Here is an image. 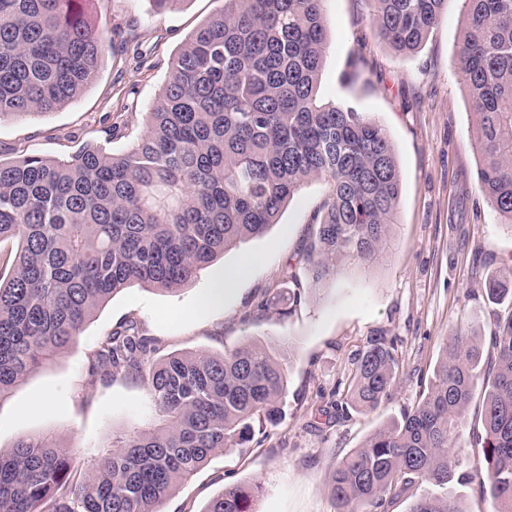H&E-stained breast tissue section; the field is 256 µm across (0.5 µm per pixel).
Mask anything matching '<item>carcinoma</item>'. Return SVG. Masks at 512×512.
I'll return each mask as SVG.
<instances>
[{"instance_id": "obj_1", "label": "carcinoma", "mask_w": 512, "mask_h": 512, "mask_svg": "<svg viewBox=\"0 0 512 512\" xmlns=\"http://www.w3.org/2000/svg\"><path fill=\"white\" fill-rule=\"evenodd\" d=\"M82 0H0V122L56 111L91 84L111 39ZM377 36L417 52L446 0H371ZM455 64L467 88L481 157L480 190L512 224V0H464ZM328 49L324 0H224L190 34L146 113L143 135L115 155L84 147L67 160L0 159V398L81 335L111 297L137 283L173 291L205 265L264 233L308 182L327 184L311 280L350 259L387 253L402 179L387 129L318 96ZM512 303V268L485 280ZM346 407L375 410L395 387L397 339L372 336L354 358ZM117 377L150 387L153 426L112 438L78 475L74 451L50 434L0 450V512H159L176 484L218 452L244 451L254 424L274 425L288 392L286 355L248 343L232 352L162 355L129 321L100 337L86 387ZM475 444L462 469L457 441L474 398ZM335 512H372L417 482L478 483L493 512H512V310L488 346L475 331L446 337L427 393L343 456L330 474ZM257 484H229L205 512H252ZM409 512H466L447 492Z\"/></svg>"}]
</instances>
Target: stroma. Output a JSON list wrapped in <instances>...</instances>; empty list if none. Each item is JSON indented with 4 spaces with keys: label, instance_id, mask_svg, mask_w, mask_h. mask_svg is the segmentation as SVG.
<instances>
[{
    "label": "stroma",
    "instance_id": "35a3bbf8",
    "mask_svg": "<svg viewBox=\"0 0 512 512\" xmlns=\"http://www.w3.org/2000/svg\"><path fill=\"white\" fill-rule=\"evenodd\" d=\"M223 4L176 0L158 14L148 0H87L90 18L112 39L94 82L62 109L1 122L0 158L31 151L61 158L87 144L124 152L142 134L184 39ZM462 10V0H446L424 47L404 56L376 35L369 0H324L328 51L319 94L348 101L383 124L401 171L398 219L382 262L371 268L347 262L322 282L309 281L301 255L327 191L323 182H311L277 224L225 251L179 290L133 284L115 294L63 353L0 398V449L49 431L87 463L113 436L152 425L146 382L85 386L99 336L127 321L157 339L165 354L269 345L289 355L281 420L257 432L245 451L215 455L176 487L161 512H205L234 483L261 484L253 512H335L329 475L337 460L417 404L448 333L472 324L489 338L496 307L484 282L490 271L512 266V227L477 190L473 117L454 65ZM136 47L147 53L146 65L133 59ZM352 58L360 77L348 84L343 76ZM239 267L244 273L221 303L204 306L209 288ZM297 287L302 299L296 303ZM261 302L267 305L262 312ZM379 333L400 340L391 399L375 411L336 418L338 384Z\"/></svg>",
    "mask_w": 512,
    "mask_h": 512
}]
</instances>
